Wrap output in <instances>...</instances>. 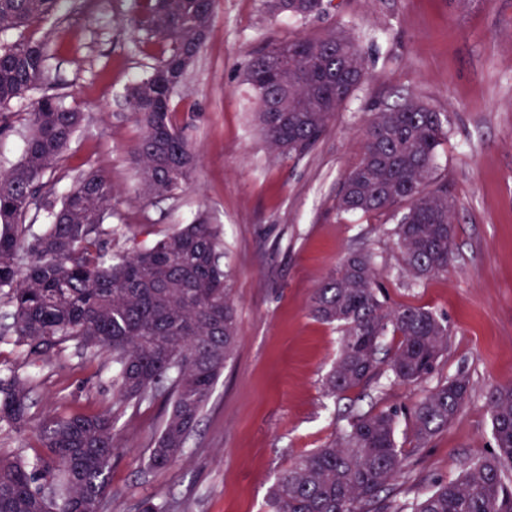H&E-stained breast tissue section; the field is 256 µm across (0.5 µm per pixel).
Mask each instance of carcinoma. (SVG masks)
Instances as JSON below:
<instances>
[{"mask_svg":"<svg viewBox=\"0 0 512 512\" xmlns=\"http://www.w3.org/2000/svg\"><path fill=\"white\" fill-rule=\"evenodd\" d=\"M141 3L135 27L165 45L166 54L127 97L140 126L134 157L143 195L168 198L190 186L198 167L195 148L172 120L177 86L168 77H185L202 51V41L186 55L183 47L197 29L211 26L214 0ZM58 4L0 0V34L15 32L12 42L0 45V108L28 102L29 129L20 162L0 171V292L12 309L0 334L43 355L69 342L108 353L123 404L137 409L164 400L166 413L145 462L166 469L182 457L239 341L224 242L219 227L200 216L148 247L114 253L104 224L115 190L105 174L82 173L59 199L39 194L83 121L58 94L30 97L56 48L26 29L56 16ZM322 4L266 0L270 14L299 19L320 12ZM280 53L295 64L286 89L264 82ZM364 77L359 44L336 34L275 42L244 69L261 132L277 155L308 153ZM294 103L303 109L274 111ZM447 137L448 115L412 96L373 111L361 159L338 193L344 212L398 211L394 234L402 269L416 281L447 272L452 257L456 201L444 185L428 189L436 150ZM33 209L51 217L39 234L26 223ZM378 277L371 255L353 250L310 297L313 317L341 332L324 380L333 396L369 386L384 366L402 384L425 382L448 349V324L423 307L387 306ZM389 333L399 340L384 362L380 342ZM32 383L14 372L0 379L1 425L27 428ZM470 391L464 372L428 391L413 410L415 447L448 426ZM487 403L495 452L411 501L388 496L404 453L396 414L379 411L353 417L330 444L289 461L271 488L268 512H512V383L492 388ZM38 436L34 457L0 458V512H105L118 447L112 416H55L40 424Z\"/></svg>","mask_w":512,"mask_h":512,"instance_id":"obj_1","label":"carcinoma"}]
</instances>
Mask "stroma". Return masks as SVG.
Returning a JSON list of instances; mask_svg holds the SVG:
<instances>
[{
    "label": "stroma",
    "instance_id": "stroma-1",
    "mask_svg": "<svg viewBox=\"0 0 512 512\" xmlns=\"http://www.w3.org/2000/svg\"><path fill=\"white\" fill-rule=\"evenodd\" d=\"M135 0H60L56 19L34 24V38L56 46L44 86L84 115L77 138L45 189L58 196L84 171H102L116 193L109 227L113 251L145 246L206 214L220 225L224 264L233 272L236 352L216 384L187 454L151 470L146 446L159 428L160 403L124 407L107 354L70 346L53 362L13 338L0 339V376H34L29 427L0 425V455L39 450V425L75 412H111L119 448L106 512H140L143 500L184 512H265L269 490L294 456L329 443L351 416L397 415L407 468L395 498H413L447 481L493 445L487 393L512 381V0H325L301 21L270 17L264 0H215L205 47L171 109L199 154L191 186L165 199L138 192L133 147L139 126L126 107L130 86L162 57L132 28ZM328 32L357 38L367 74L327 132L300 157L272 154L243 82L249 56L272 42ZM414 96L447 113L434 182L456 199L453 259L447 274L415 282L400 268L393 213L345 214L337 193L360 160L371 110ZM363 247L380 270L393 306L431 310L448 323V349L432 379L379 384L341 397L323 380L336 330L314 319L310 296L341 258ZM469 373L462 410L430 440L411 443V414L434 383Z\"/></svg>",
    "mask_w": 512,
    "mask_h": 512
}]
</instances>
